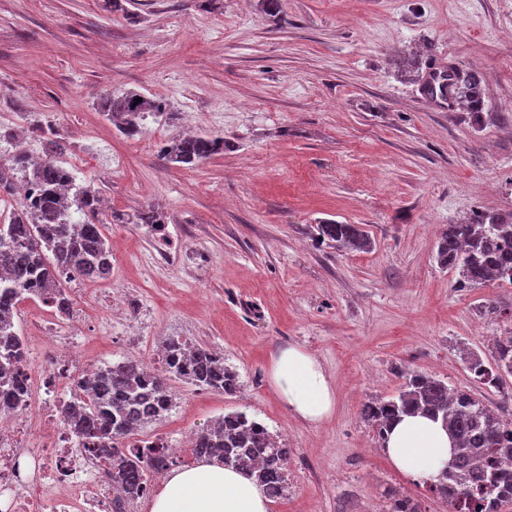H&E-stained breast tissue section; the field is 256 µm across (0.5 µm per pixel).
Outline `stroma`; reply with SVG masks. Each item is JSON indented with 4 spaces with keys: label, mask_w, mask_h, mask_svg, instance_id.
<instances>
[{
    "label": "stroma",
    "mask_w": 512,
    "mask_h": 512,
    "mask_svg": "<svg viewBox=\"0 0 512 512\" xmlns=\"http://www.w3.org/2000/svg\"><path fill=\"white\" fill-rule=\"evenodd\" d=\"M0 0V124L27 112L63 138L61 159L92 179L107 211L161 206L168 240L109 224L108 282L63 281L71 341L95 364L144 356L169 337L217 347L242 381L233 396L175 380V404L146 433L172 443L225 413L266 424L289 449L296 489L271 512H387L389 493L448 512L390 464L361 416L406 373L475 393L512 417V376L484 386L468 354L491 362L512 321V291L460 288L436 261L446 225L478 207L512 209V0ZM480 72L481 118L427 100L406 58ZM134 89L167 119L127 138L97 109ZM218 133L224 152L194 168L164 164L184 128ZM359 224L370 251L317 244L315 224ZM296 344L332 376L333 414L294 417L269 380Z\"/></svg>",
    "instance_id": "obj_1"
}]
</instances>
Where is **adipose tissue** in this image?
<instances>
[{"instance_id": "ef3b65f1", "label": "adipose tissue", "mask_w": 512, "mask_h": 512, "mask_svg": "<svg viewBox=\"0 0 512 512\" xmlns=\"http://www.w3.org/2000/svg\"><path fill=\"white\" fill-rule=\"evenodd\" d=\"M269 379L289 412L307 423L331 415L336 392L317 358L290 345L274 356ZM384 452L402 474L428 480L446 468L453 443L440 421L423 414L393 423ZM149 512H268V499L251 477L202 461L172 471L149 504Z\"/></svg>"}]
</instances>
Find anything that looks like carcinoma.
Wrapping results in <instances>:
<instances>
[{
    "instance_id": "carcinoma-1",
    "label": "carcinoma",
    "mask_w": 512,
    "mask_h": 512,
    "mask_svg": "<svg viewBox=\"0 0 512 512\" xmlns=\"http://www.w3.org/2000/svg\"><path fill=\"white\" fill-rule=\"evenodd\" d=\"M423 90L449 105L466 104L474 113L481 110L480 81L462 76L452 66L430 75ZM125 90L108 93L98 103L99 111L128 138L142 133V121L168 115L166 104ZM31 132L45 142L42 155L34 160L25 153L0 162V196L11 195L15 180L23 178L34 186L37 197L32 210L17 209L9 223L0 224V409L10 411L27 404V393L18 380L19 339L11 310L28 298H37L60 314L71 311L70 300L61 288L63 277L103 279L112 270V251L102 233L101 194L89 185L68 181L60 166L65 146L54 128L40 121L29 122ZM224 154V136L189 135L163 147L161 159L168 163L198 166ZM76 206L84 220L70 221L69 209ZM121 224H163L165 217L153 208L134 214L112 213ZM314 239L344 250H366L371 241L359 224L334 221L316 225ZM437 261L458 271L460 288H477L490 282L512 287V210L484 209L469 221L450 224L437 244ZM181 340L168 342L169 364L164 374H146L139 361L129 357L99 366L93 382H78L83 392L77 402L62 408L65 417H75L84 429L87 443L107 456L119 482L138 488L148 482L146 463L164 459L165 446L147 443L123 451L112 445L130 431L131 424L148 425L166 416L172 406L168 380L175 378L191 386L218 392L240 383L238 374L224 365L207 346L197 345L188 357L180 352ZM468 370L482 384L497 386L512 376V329L495 344L494 360L485 364L468 361ZM421 412L441 420L453 440L451 464L437 478L426 482L429 491L448 503L449 512H503L512 505V418L492 412L475 394L453 390L440 379L413 373L405 377L400 391L387 400L363 405L362 417L376 430L380 441L400 417ZM194 447L206 460L246 474L258 449L272 448L265 424L245 411L224 414L215 424L196 432ZM288 464V454L272 459L256 475L260 484L276 485L278 467Z\"/></svg>"
}]
</instances>
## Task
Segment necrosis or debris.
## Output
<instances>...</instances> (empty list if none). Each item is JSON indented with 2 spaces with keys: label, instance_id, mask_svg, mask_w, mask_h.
<instances>
[{
  "label": "necrosis or debris",
  "instance_id": "obj_1",
  "mask_svg": "<svg viewBox=\"0 0 512 512\" xmlns=\"http://www.w3.org/2000/svg\"><path fill=\"white\" fill-rule=\"evenodd\" d=\"M29 394H41L38 414L0 415V512H112L121 488L102 457L85 448L77 428L62 417L50 378L24 375ZM147 490L123 496L133 512Z\"/></svg>",
  "mask_w": 512,
  "mask_h": 512
}]
</instances>
